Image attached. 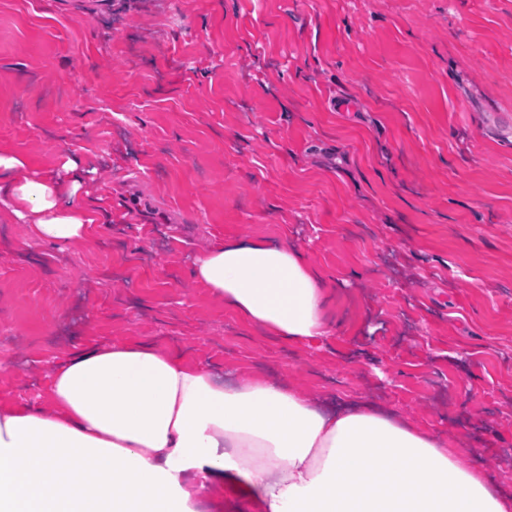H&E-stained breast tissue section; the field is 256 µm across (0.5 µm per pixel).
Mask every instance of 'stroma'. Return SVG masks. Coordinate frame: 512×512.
<instances>
[{
	"label": "stroma",
	"instance_id": "35a3bbf8",
	"mask_svg": "<svg viewBox=\"0 0 512 512\" xmlns=\"http://www.w3.org/2000/svg\"><path fill=\"white\" fill-rule=\"evenodd\" d=\"M0 147L101 213L0 223V402L150 341L315 401L369 399L512 488V0H0ZM299 248L331 332L296 345L192 277Z\"/></svg>",
	"mask_w": 512,
	"mask_h": 512
}]
</instances>
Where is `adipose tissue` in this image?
Masks as SVG:
<instances>
[{
  "label": "adipose tissue",
  "instance_id": "1",
  "mask_svg": "<svg viewBox=\"0 0 512 512\" xmlns=\"http://www.w3.org/2000/svg\"><path fill=\"white\" fill-rule=\"evenodd\" d=\"M0 150V217L43 242L86 240L83 179ZM192 274L292 344L329 333L328 285L295 248L224 242ZM49 408L0 403V512H198L240 478L259 512H512L465 448L376 404L329 408L258 372L217 374L149 342L92 347L51 376Z\"/></svg>",
  "mask_w": 512,
  "mask_h": 512
}]
</instances>
